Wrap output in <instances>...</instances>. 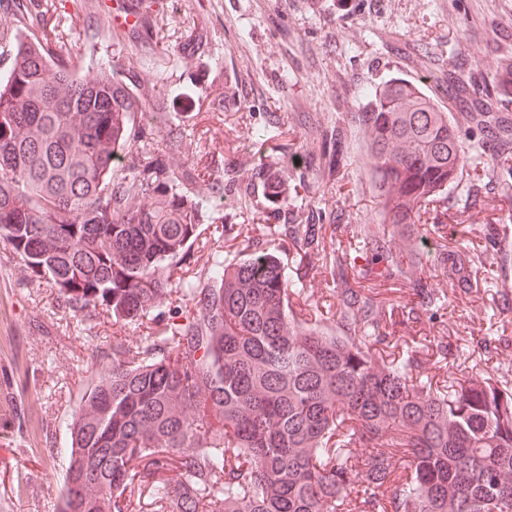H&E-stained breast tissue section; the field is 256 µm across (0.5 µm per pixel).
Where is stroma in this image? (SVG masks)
Returning a JSON list of instances; mask_svg holds the SVG:
<instances>
[{
    "instance_id": "stroma-1",
    "label": "stroma",
    "mask_w": 512,
    "mask_h": 512,
    "mask_svg": "<svg viewBox=\"0 0 512 512\" xmlns=\"http://www.w3.org/2000/svg\"><path fill=\"white\" fill-rule=\"evenodd\" d=\"M146 8L145 31L133 35L115 30L98 0H31L36 31L71 43L79 70L107 60L164 101L183 134L170 162L179 168L201 159L189 198H208L225 170L234 171L233 188L190 243L191 269L210 265L225 226L249 225L251 237L278 252L289 277H301L300 304L329 324L333 276L301 257L278 227L309 223L318 209L330 224L377 222L363 149L365 89L402 77L452 115L442 81L449 67L464 72L477 64L499 83L504 57L512 55V0H148ZM163 22L173 32L165 42L156 37ZM215 97L223 98V111H209ZM273 124L280 143L314 152L322 131L342 127L347 163L334 182L289 188L290 211L269 217L252 169L260 161L280 168L284 156L258 148L253 132ZM463 150L454 179L429 210L448 224V248L478 253L497 277L463 291L443 271L428 274L427 288L450 305L425 317L416 339L477 351L491 333V312H499L507 340L487 364L494 371L512 361V311L504 307V287L512 285V179L480 135L464 137ZM180 310L165 302L138 321L117 323L101 309L77 317L47 278L0 241V512H57L60 464L52 451L64 442L92 366L111 358L113 343L164 336Z\"/></svg>"
}]
</instances>
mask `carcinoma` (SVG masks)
I'll return each mask as SVG.
<instances>
[{"instance_id": "1", "label": "carcinoma", "mask_w": 512, "mask_h": 512, "mask_svg": "<svg viewBox=\"0 0 512 512\" xmlns=\"http://www.w3.org/2000/svg\"><path fill=\"white\" fill-rule=\"evenodd\" d=\"M0 73V240L49 275L78 316L101 307L139 320L178 292L170 271L205 202L184 193L196 167L136 144L181 148L180 132L132 79L107 66L81 76L63 44L13 35ZM364 147L380 221L349 229L373 268L345 275L325 225L289 224L304 257L336 275V329L289 304L281 258L259 245L212 263L167 335L112 344L71 423L57 512H133L135 487L153 512H512V379L474 362L457 377L448 346L430 366L398 345L370 278H396L423 312L448 297L422 284L431 263L463 289L476 257L421 245L426 206L461 163L458 127L401 79L366 92ZM448 100L468 126L512 151V114L475 65L448 71ZM282 174L326 181L346 162L342 132L319 154L287 152ZM181 471L170 479L165 472Z\"/></svg>"}]
</instances>
